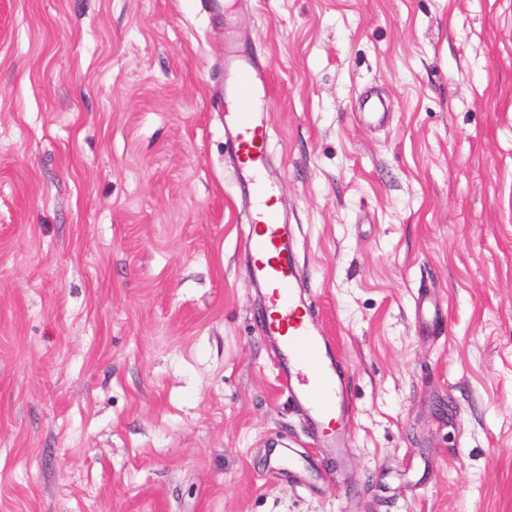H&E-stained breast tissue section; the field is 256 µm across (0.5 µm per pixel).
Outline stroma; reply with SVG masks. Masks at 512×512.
Masks as SVG:
<instances>
[{"mask_svg":"<svg viewBox=\"0 0 512 512\" xmlns=\"http://www.w3.org/2000/svg\"><path fill=\"white\" fill-rule=\"evenodd\" d=\"M230 2L0 0V512H512V0ZM237 45L352 389L331 482L280 469L312 447L210 104ZM416 306L422 325H432L443 317L442 308L431 295L419 292L416 297Z\"/></svg>","mask_w":512,"mask_h":512,"instance_id":"stroma-1","label":"stroma"}]
</instances>
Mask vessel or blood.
<instances>
[{"instance_id":"obj_1","label":"vessel or blood","mask_w":512,"mask_h":512,"mask_svg":"<svg viewBox=\"0 0 512 512\" xmlns=\"http://www.w3.org/2000/svg\"><path fill=\"white\" fill-rule=\"evenodd\" d=\"M224 91L211 105L226 111L224 155L243 181L240 197L251 230L246 249V274L265 305L263 334L273 343L278 387L300 411L313 454L288 464L301 482L323 481L330 473L326 458H342L351 434L346 428L352 408L347 381L332 338L304 297V272L293 228L277 206L278 181L269 163L268 128L264 113L271 104L270 84L257 55L226 52ZM416 306L422 324L442 319L435 297L421 293Z\"/></svg>"}]
</instances>
